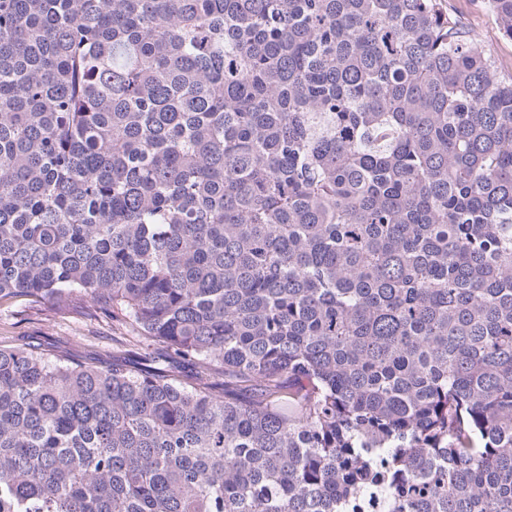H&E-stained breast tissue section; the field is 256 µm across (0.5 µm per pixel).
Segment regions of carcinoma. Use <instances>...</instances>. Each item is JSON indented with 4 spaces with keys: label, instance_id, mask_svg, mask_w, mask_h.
Returning <instances> with one entry per match:
<instances>
[{
    "label": "carcinoma",
    "instance_id": "carcinoma-1",
    "mask_svg": "<svg viewBox=\"0 0 512 512\" xmlns=\"http://www.w3.org/2000/svg\"><path fill=\"white\" fill-rule=\"evenodd\" d=\"M76 293L140 366L0 347V512H512V71L446 0H0V304Z\"/></svg>",
    "mask_w": 512,
    "mask_h": 512
}]
</instances>
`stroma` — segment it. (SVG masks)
<instances>
[{
    "instance_id": "35a3bbf8",
    "label": "stroma",
    "mask_w": 512,
    "mask_h": 512,
    "mask_svg": "<svg viewBox=\"0 0 512 512\" xmlns=\"http://www.w3.org/2000/svg\"><path fill=\"white\" fill-rule=\"evenodd\" d=\"M466 31L490 49L505 69L512 70V41L498 34L494 17L482 0H451ZM30 345L42 353L66 351L76 363L108 366L136 353L132 328L118 326L109 311L74 296L62 310L49 302L30 303L18 297L0 305V345Z\"/></svg>"
}]
</instances>
